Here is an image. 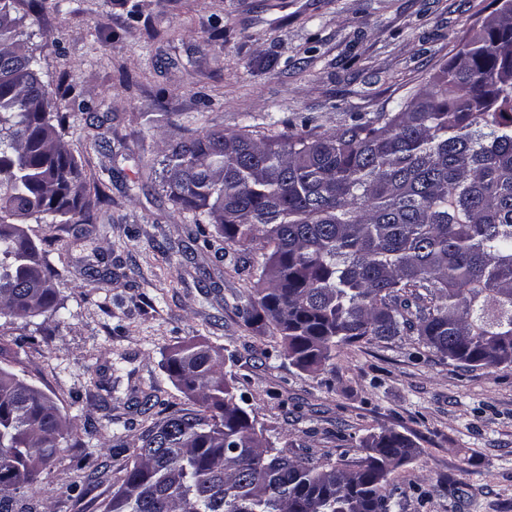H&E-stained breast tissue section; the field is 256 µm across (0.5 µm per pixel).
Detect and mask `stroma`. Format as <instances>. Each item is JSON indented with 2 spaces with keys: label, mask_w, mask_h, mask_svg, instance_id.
<instances>
[{
  "label": "stroma",
  "mask_w": 512,
  "mask_h": 512,
  "mask_svg": "<svg viewBox=\"0 0 512 512\" xmlns=\"http://www.w3.org/2000/svg\"><path fill=\"white\" fill-rule=\"evenodd\" d=\"M16 0L54 111L88 186L106 198L86 236L32 224L60 276L61 309L0 318V365L80 427L29 490L45 512H99L113 435L135 446L187 398L167 355L196 339L224 356L273 447L315 461L366 455L371 434L410 438L392 512H512V366L465 368L416 335L340 347L317 371L288 360L243 270L256 254L198 227L159 184L166 143L212 127L333 131L395 112L447 63L493 0ZM102 119L87 126V113ZM151 401H144V392Z\"/></svg>",
  "instance_id": "1"
}]
</instances>
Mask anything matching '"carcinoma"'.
<instances>
[{
    "instance_id": "obj_1",
    "label": "carcinoma",
    "mask_w": 512,
    "mask_h": 512,
    "mask_svg": "<svg viewBox=\"0 0 512 512\" xmlns=\"http://www.w3.org/2000/svg\"><path fill=\"white\" fill-rule=\"evenodd\" d=\"M14 2L0 0V315L32 318L56 309L58 272L24 224H90L103 194L80 192ZM494 2L399 112L334 132L211 129L162 152L171 200L260 252L243 318L262 311L296 366L411 333L471 367L512 366V0ZM166 370L191 405L133 449L112 436L101 512H390L407 436L383 430L356 461L309 462L263 444L218 350L187 342ZM72 428L0 366V512H33L20 490Z\"/></svg>"
}]
</instances>
